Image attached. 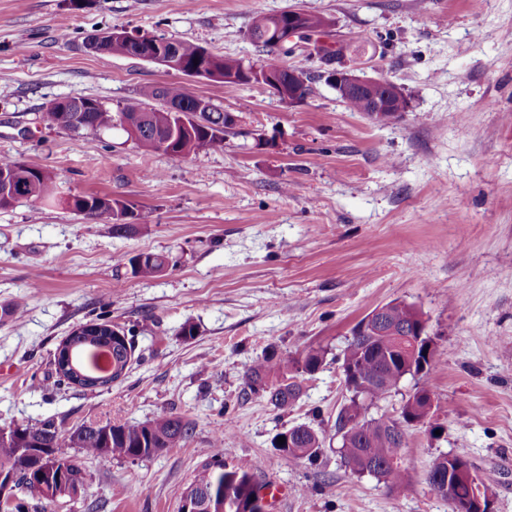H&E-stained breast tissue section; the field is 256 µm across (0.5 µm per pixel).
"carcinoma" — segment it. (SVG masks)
<instances>
[{
	"label": "carcinoma",
	"instance_id": "1",
	"mask_svg": "<svg viewBox=\"0 0 512 512\" xmlns=\"http://www.w3.org/2000/svg\"><path fill=\"white\" fill-rule=\"evenodd\" d=\"M305 30L317 36L305 58L317 56L330 61L336 54L344 55L350 46L336 41L329 43L321 38L329 36L326 17L311 13ZM249 35L260 52L272 58L266 66L276 70L275 80L261 86L274 90L288 86L293 74L308 77L301 61L288 62L294 51L288 47V12L259 15L253 19ZM159 43L135 44L114 40L103 49L112 56L138 58L152 61L162 43L175 45L179 59L186 65L197 63L215 72L213 80L225 85H249L251 81L242 72V60L214 54L190 40L158 37ZM180 109L183 118L173 116L170 108ZM51 127L74 133L82 131L101 133L111 131L126 121L139 130L135 144L146 152L161 151L176 158H186L201 152L224 147V138L235 133L237 122L224 108L212 104L205 123L196 122V103L184 86L179 83L149 84L141 88L140 99L135 103L108 107L83 94H72L57 99L56 111L43 113ZM186 122L189 128L183 134L161 145L173 124ZM52 174L40 170L33 203H44L55 196ZM68 206L76 213L90 216L111 225L112 234L119 237L133 229L131 224L113 220L114 208L124 205L119 198L99 195H74L67 199ZM176 262L165 253L142 252L134 256L122 255L117 266L134 278L150 280L174 267ZM419 312L412 306L391 301L381 307L377 315L378 327L369 332H352L343 352L341 368L346 373L344 382L350 392L348 403L336 416V435L340 438L341 455L350 469L357 474H369L384 482L389 491L399 494L406 488L410 475L402 462L405 427L426 423L433 413V405L423 401L430 394L424 386L415 387L401 407L399 417L381 415L374 417L370 410L375 401L397 390L406 376L415 372L432 370L423 347L411 351L410 336ZM94 327L80 329L74 338L76 348L73 364L76 368L97 376L91 387H104L118 381L129 369L133 346L127 336L111 340L113 326L104 318L93 320ZM108 346L112 354V375L104 376L90 363L92 350ZM325 352L309 349L301 357L266 355L253 361L245 373L246 385L253 392L262 391L276 409L292 406L301 396L298 378L303 373L317 371L323 364ZM193 421L178 414H162L137 424H81L67 434L59 430L52 419L34 426L15 425L8 438L0 436V474L17 477V483H32L44 477L53 482L71 483L85 489L87 472L85 463L95 457L140 459L153 456L166 448H174L193 432ZM285 443H275V448L292 460H313L322 447L324 438L313 427L300 424L281 432ZM224 429L217 430L212 447L213 461L204 464L193 479L181 489L180 501L193 500L199 512H262L259 496L263 486L253 473L230 468L221 460ZM428 473L440 474L441 482L434 491L443 498L452 497L461 502L471 499L472 485L465 474L448 476V456L437 459Z\"/></svg>",
	"mask_w": 512,
	"mask_h": 512
}]
</instances>
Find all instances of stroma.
Masks as SVG:
<instances>
[{
    "mask_svg": "<svg viewBox=\"0 0 512 512\" xmlns=\"http://www.w3.org/2000/svg\"><path fill=\"white\" fill-rule=\"evenodd\" d=\"M320 13L350 45L345 65L396 83L409 107L384 124L349 111L321 79L300 102L159 64L87 52L114 27L194 41L250 60L253 19ZM181 83L238 118L221 148L186 158L145 153L125 134L51 128L46 104L77 91L107 105L148 83ZM43 168L57 198L0 209V427L54 419L136 424L163 413L195 423L180 446L135 461L94 458L85 493L34 512H180L178 492L211 461L215 427L227 466L276 487L267 512H450L426 472L466 457L492 512H512V0H0V159ZM119 198L151 221L114 236L73 212L72 195ZM163 252L164 275H118V256ZM397 300L423 315L429 375L404 378L372 415L398 416L415 387L434 398L409 428L404 493L355 474L336 435L346 401L337 362L353 326ZM103 317L132 331L126 376L83 389L58 383L54 356ZM192 324L193 338L181 329ZM325 351L285 410L244 383L266 351ZM321 429L315 463L291 461L276 433Z\"/></svg>",
    "mask_w": 512,
    "mask_h": 512,
    "instance_id": "1",
    "label": "stroma"
}]
</instances>
